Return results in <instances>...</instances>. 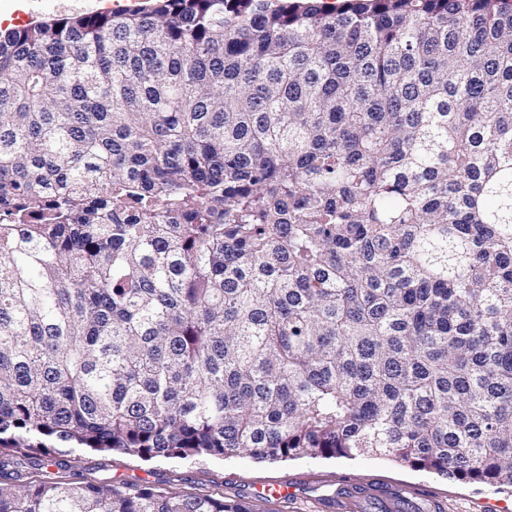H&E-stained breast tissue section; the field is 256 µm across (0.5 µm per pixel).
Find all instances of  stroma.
I'll list each match as a JSON object with an SVG mask.
<instances>
[{
  "mask_svg": "<svg viewBox=\"0 0 512 512\" xmlns=\"http://www.w3.org/2000/svg\"><path fill=\"white\" fill-rule=\"evenodd\" d=\"M118 0H0V16L13 28L65 17L107 13ZM81 474L115 485L149 483L187 494L219 492L244 498L260 512H312L323 494H350L352 512H427L421 492L440 500L444 512H512V489L469 483L414 469L386 456L260 461L248 455L143 461L121 452L86 451Z\"/></svg>",
  "mask_w": 512,
  "mask_h": 512,
  "instance_id": "1",
  "label": "stroma"
}]
</instances>
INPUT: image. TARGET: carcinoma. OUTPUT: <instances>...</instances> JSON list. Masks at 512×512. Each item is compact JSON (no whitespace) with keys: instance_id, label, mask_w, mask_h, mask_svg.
<instances>
[{"instance_id":"carcinoma-1","label":"carcinoma","mask_w":512,"mask_h":512,"mask_svg":"<svg viewBox=\"0 0 512 512\" xmlns=\"http://www.w3.org/2000/svg\"><path fill=\"white\" fill-rule=\"evenodd\" d=\"M80 450L512 487V0L0 33V512H256Z\"/></svg>"}]
</instances>
